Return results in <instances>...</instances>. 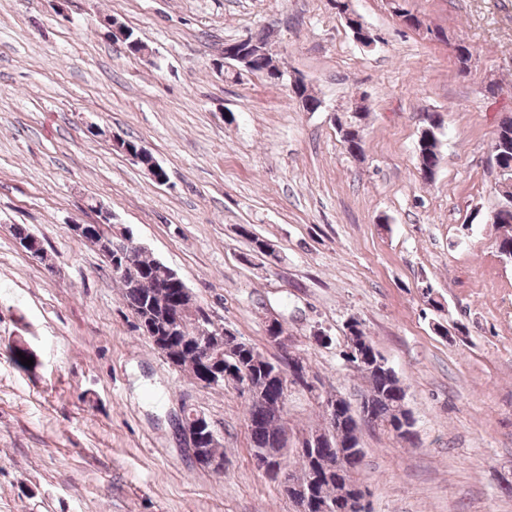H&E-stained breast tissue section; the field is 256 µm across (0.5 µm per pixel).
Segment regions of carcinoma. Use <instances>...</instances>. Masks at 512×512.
<instances>
[{
    "label": "carcinoma",
    "instance_id": "cac0c4a2",
    "mask_svg": "<svg viewBox=\"0 0 512 512\" xmlns=\"http://www.w3.org/2000/svg\"><path fill=\"white\" fill-rule=\"evenodd\" d=\"M428 118L430 124L422 131L418 144V162L422 177L432 180L440 162L441 123L433 113ZM343 141L349 154H363L364 141L355 129V123L346 124ZM493 143L499 147L498 165L502 178L512 179V117L501 122ZM499 206L494 224L503 229V235L497 242V248L512 251V204L503 198ZM103 260L109 268H119V272L112 273V279L119 284L123 301L130 311L137 317L153 320L154 330L145 332L152 343L156 345L162 341L169 344L167 355L173 356L171 363L187 373L192 381L204 386L214 385V382L203 379V353L194 339V330L200 321L208 318V313L189 298L180 281L164 277L169 267L142 249L115 252L110 257L103 256ZM211 350L214 355L221 357L224 372L228 375L227 381L233 383L237 377H247L262 391L261 397L248 404L245 418L253 450L269 449L280 454V459L272 461V469L266 476L273 481L280 478L288 480L293 477L290 473L293 463H299L300 471L304 474L312 466L318 465L328 473L329 481L318 490L316 497L331 502L342 497L347 485L357 482L355 474L364 458L351 401L342 400L344 408L341 417L344 438L352 440V445L340 449L327 447L316 456L305 450H290L286 448L289 435L284 421L269 415V400L283 394L282 368L289 366L290 359L284 356L269 357L236 336L218 338ZM361 375L367 382L361 397L368 404L369 427L380 429L399 442H412L415 418L410 411L401 415L396 395L399 379L367 369L361 370ZM213 433L210 426L200 432L201 447L212 456L222 457L224 450L219 447Z\"/></svg>",
    "mask_w": 512,
    "mask_h": 512
}]
</instances>
